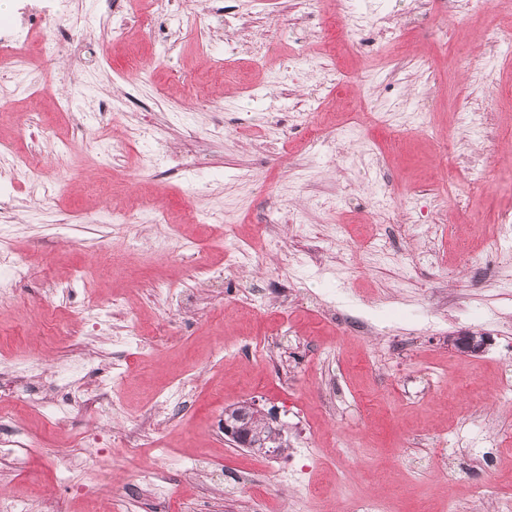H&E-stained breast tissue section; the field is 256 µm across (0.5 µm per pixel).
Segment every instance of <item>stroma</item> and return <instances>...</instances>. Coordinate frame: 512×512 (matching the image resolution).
Segmentation results:
<instances>
[{"label":"stroma","instance_id":"35a3bbf8","mask_svg":"<svg viewBox=\"0 0 512 512\" xmlns=\"http://www.w3.org/2000/svg\"><path fill=\"white\" fill-rule=\"evenodd\" d=\"M223 2L240 17L214 32L216 55L225 42L237 47L220 72L188 34L207 21L193 9L180 12L182 30L168 44L132 36L107 65L92 54L71 73L61 41L51 63L16 74L0 68V78L20 86L0 105V132L13 138L12 155L0 156V228L30 268L22 280L0 269L9 297L0 303V367L23 368L36 355L48 382L77 360L129 367L108 415L90 410L50 423L36 403L1 397L0 414L38 447L26 468L0 469V487L80 512L59 477L69 459L94 477L102 512L119 499L123 512H153L134 484L163 458L166 512H352L367 498L386 512H501L512 503V264L489 275L481 268L490 252L512 253V236L495 224L512 203V112L496 98L512 93V45L499 49L498 86L489 89L483 33L512 29V0H474L461 32L448 0H432L424 19L412 0H363L359 30L335 54L347 87L319 101L331 138L321 152L304 150L308 131L282 97L289 59L326 49L319 34L288 22L302 0H263L259 10ZM95 3L52 0L49 21L107 39ZM258 33L267 43L260 59L250 53ZM131 57L143 70L114 81ZM462 58L467 68L458 67ZM29 84L48 96H29ZM208 98L222 110L209 111ZM102 102L137 130L129 154L113 156L102 141ZM356 112L385 115L390 126L352 129ZM413 112L427 113L430 133L411 125ZM470 112L482 134L461 124ZM46 129L55 141L42 139ZM91 139L101 150H85ZM446 148L479 158L482 187L459 166L443 172ZM29 153L50 177L67 180V191L46 198L29 186L13 165L14 155ZM141 192L172 213L189 205L231 213L239 238L256 240L249 260L226 261L218 242L230 229L221 222L184 225L180 240L164 224L112 223L109 209ZM457 196L483 223L442 222ZM275 212L293 223L256 239ZM378 222L390 227L382 249L366 243ZM103 249L124 255L129 271L95 286L128 300L140 348L115 345L124 318L108 336L70 322L83 292L65 286ZM161 280L180 297L156 294ZM258 288L262 308L253 301ZM359 315L370 332L354 326ZM458 330L490 336L486 351L451 349L448 335ZM184 372L195 380L175 409L161 395ZM245 400L274 414L288 441L281 455L225 442L224 410ZM187 435L206 449L204 467L187 469L195 454L181 444ZM90 437L104 459L84 461Z\"/></svg>","mask_w":512,"mask_h":512}]
</instances>
